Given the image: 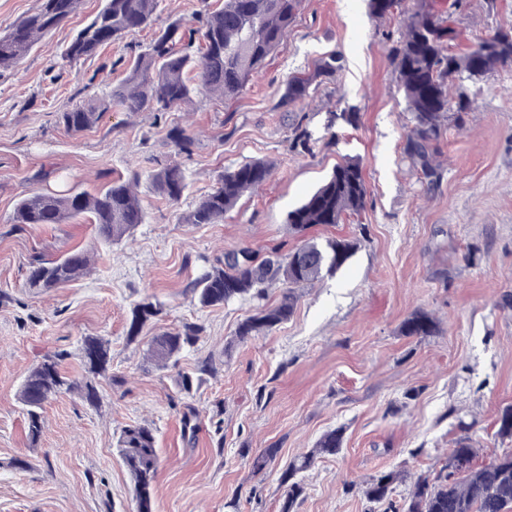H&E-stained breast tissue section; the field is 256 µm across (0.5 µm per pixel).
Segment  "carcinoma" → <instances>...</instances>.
Here are the masks:
<instances>
[{"label":"carcinoma","instance_id":"cac0c4a2","mask_svg":"<svg viewBox=\"0 0 512 512\" xmlns=\"http://www.w3.org/2000/svg\"><path fill=\"white\" fill-rule=\"evenodd\" d=\"M80 0H41L37 12L16 23L0 36V68L22 59L46 34L76 13ZM159 0H104V6L81 28L65 49V57H91L124 34L153 24ZM300 0H224V7L197 17L203 44L195 46L193 32L174 22L155 33L145 50L129 67L126 78L112 88L109 100L78 105L60 114V122L71 133L94 127L107 105L127 112H171L192 103L199 94H218L225 103L236 100L254 75L267 64L294 23ZM375 16L398 13L402 33L392 47L396 77L403 91L413 127L406 137L405 152L420 167L426 184L434 182V142L446 121L463 120L470 110L468 96L461 92L455 102L448 98V75L468 73L479 77L512 65V30L500 29L506 40L476 48H461L453 14L439 12L433 0H414L410 8L402 0H368ZM341 68L334 54L319 60L314 73H297L288 78L281 105L305 99L313 81L330 76ZM196 72V79L188 74ZM273 165L268 160L244 163L224 171L218 186L203 197L187 216L189 224H219L233 210L245 192L266 183ZM141 176L118 178L94 194L77 192L41 193L22 198L13 213L14 224H63L69 218L90 215L98 241L114 244L130 236L144 223L145 212L136 192ZM155 192L170 202H178L187 188L184 169L177 163L147 173ZM367 189L362 166L348 158L332 169L323 182L298 206L288 211L286 223L296 231L313 226H334L347 217H359L366 206ZM356 243L343 238L324 241L308 239L286 256L259 258L241 248L224 254L223 261L192 280L191 297L202 308L227 304L246 297L261 299L273 285L282 286L280 299L262 306L244 319L236 336L245 340L262 335L286 323L295 311V289L339 270L352 256ZM93 252L77 250L58 259H38L31 263L27 287L45 293L86 276L92 268ZM161 308L148 299L137 303L128 330L134 341L141 327L157 316ZM436 321L424 312L406 318L401 325L405 336H427ZM204 328L186 322L173 331L153 336L144 359L164 369L201 339ZM84 374L71 378L62 370L65 352L47 355L22 382L19 401L25 412L27 432L36 442L43 430L46 404L61 394L77 392L90 405L100 401L98 382L112 379L110 343L102 336H86L81 341ZM494 426L498 438L512 439V406L505 407ZM117 445L123 464L134 484V512H154L153 483L158 452L154 429L147 424L125 427ZM343 448L342 430L324 433L315 448L288 465L282 483L286 485L281 512H293L303 499L305 484L299 475L316 459L335 456ZM472 438L459 439L434 478H417L402 496V512H512V451L475 467ZM404 479L387 473L369 480L367 499L394 512L395 483Z\"/></svg>","mask_w":512,"mask_h":512}]
</instances>
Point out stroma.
<instances>
[{"mask_svg":"<svg viewBox=\"0 0 512 512\" xmlns=\"http://www.w3.org/2000/svg\"><path fill=\"white\" fill-rule=\"evenodd\" d=\"M223 3L159 0L152 27L72 61L66 44L102 4L83 0L16 65L0 68V512H133L116 439L135 423L157 435L155 512H280L289 463L335 428L343 449L304 473L296 512H375L367 481L390 471L409 483L434 475L464 435L480 463L512 450L493 435L512 404V66L449 84V98L466 93L471 109L446 124L435 154L441 177L430 187L404 152L412 122L391 53L399 18L372 15L367 0H302L282 45L233 103L200 95L173 112L112 107L89 130L63 127L60 113L103 99L155 29L175 20L191 27ZM457 28L465 46L512 28V0H464ZM331 53L341 59L336 74L281 106L288 77L313 72ZM350 107L357 127H329L331 113ZM297 125L310 134L303 150L293 145ZM174 126L192 137L189 152L169 140ZM346 157L362 161L361 223L291 229L288 212ZM252 159L275 164L261 189L223 223H187L218 174ZM168 162L187 176L176 203L144 178ZM136 172L145 222L126 241L98 246L86 218L35 228L11 221L24 197L93 192ZM332 236L354 240L353 256L297 288L293 316L267 335L235 338L254 300L203 309L187 289L225 251L284 255L304 238ZM78 247L95 251L88 275L50 294L29 291L33 259ZM145 298L163 311L128 340L131 309ZM418 311L436 320L434 335L401 333ZM185 322L204 328L195 348L177 367L144 370L151 337ZM85 336L111 346L113 377L99 385L100 404L58 396L30 442L23 379L57 351L68 354L64 371L79 375ZM203 362L209 372L181 394L177 373ZM269 448L275 457L256 467ZM19 460L27 470L16 469Z\"/></svg>","mask_w":512,"mask_h":512,"instance_id":"stroma-1","label":"stroma"}]
</instances>
